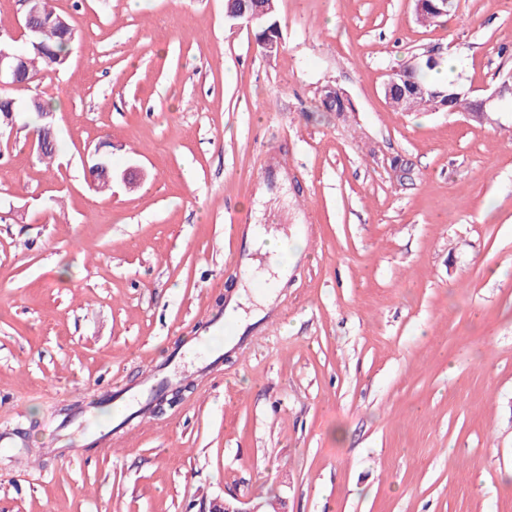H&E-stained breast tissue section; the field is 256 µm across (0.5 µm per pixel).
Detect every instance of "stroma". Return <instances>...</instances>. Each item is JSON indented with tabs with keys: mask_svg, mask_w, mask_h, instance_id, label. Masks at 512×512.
Returning a JSON list of instances; mask_svg holds the SVG:
<instances>
[{
	"mask_svg": "<svg viewBox=\"0 0 512 512\" xmlns=\"http://www.w3.org/2000/svg\"><path fill=\"white\" fill-rule=\"evenodd\" d=\"M54 8L69 59L17 96L55 102L59 149L39 162L30 114L0 140V512H512V101L479 124L384 96L437 47L490 95L512 0L426 25L414 0H277L270 56L224 0ZM237 224L304 249L227 345L229 296L268 285ZM151 369L181 402L123 423Z\"/></svg>",
	"mask_w": 512,
	"mask_h": 512,
	"instance_id": "stroma-1",
	"label": "stroma"
}]
</instances>
